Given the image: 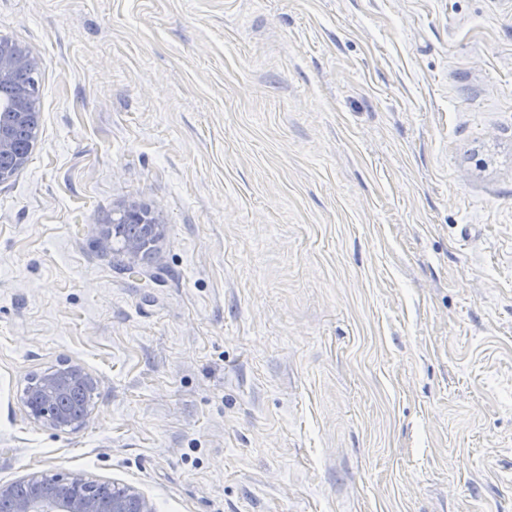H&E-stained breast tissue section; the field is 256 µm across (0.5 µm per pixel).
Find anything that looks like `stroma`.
Masks as SVG:
<instances>
[{
    "instance_id": "35a3bbf8",
    "label": "stroma",
    "mask_w": 512,
    "mask_h": 512,
    "mask_svg": "<svg viewBox=\"0 0 512 512\" xmlns=\"http://www.w3.org/2000/svg\"><path fill=\"white\" fill-rule=\"evenodd\" d=\"M0 484L155 512H512V0H0ZM131 206L149 255L102 232ZM96 379L78 430L30 376ZM34 66L35 62L29 54L0 38V91H9L16 74ZM17 81L19 85L31 88L36 103L38 79L35 69L21 73ZM31 90L17 89L7 100L0 99V109L8 111L0 112V183L13 178L27 164L28 153L19 146L17 134L21 128L38 124ZM122 221V222H121ZM118 225L117 238L127 241V237L134 228V224H139L141 228L140 236L127 242V250L133 256H136L146 250L152 248L158 238L159 224L151 210L145 208H130L121 214L117 220H112V226H107L102 232L104 242H108L112 233H114L115 224ZM132 223V224H124ZM95 381L78 362L67 361L55 372L31 383L25 393L24 408L28 418L37 424L53 429H79L85 423V415L67 411V400L77 389H87ZM95 388L80 393L75 398L77 408L88 413ZM27 494L17 497L15 485H0V501H9L13 512H154L149 501L134 487L123 486L106 501L80 474L59 476L56 487L32 475L24 478Z\"/></svg>"
}]
</instances>
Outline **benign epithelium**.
I'll list each match as a JSON object with an SVG mask.
<instances>
[{"label": "benign epithelium", "instance_id": "1", "mask_svg": "<svg viewBox=\"0 0 512 512\" xmlns=\"http://www.w3.org/2000/svg\"><path fill=\"white\" fill-rule=\"evenodd\" d=\"M33 58L0 38V91L12 86L18 72L32 69ZM0 183L13 178L28 160L18 143L20 129L38 124V113L32 91L17 89L6 100L0 99ZM132 223L141 228L140 236L127 242V250L136 256L153 247L158 238L159 224L151 210L130 208L115 223ZM94 379L78 362L67 361L55 372L47 374L27 388L24 408L28 418L53 429H79L86 423L85 416L67 411V400L77 389H87ZM27 494L18 497L15 485H0V501L12 504V512H154L149 501L135 488L123 487L106 501L91 490V483L80 474H69L56 479L50 486L35 475L24 478Z\"/></svg>", "mask_w": 512, "mask_h": 512}]
</instances>
